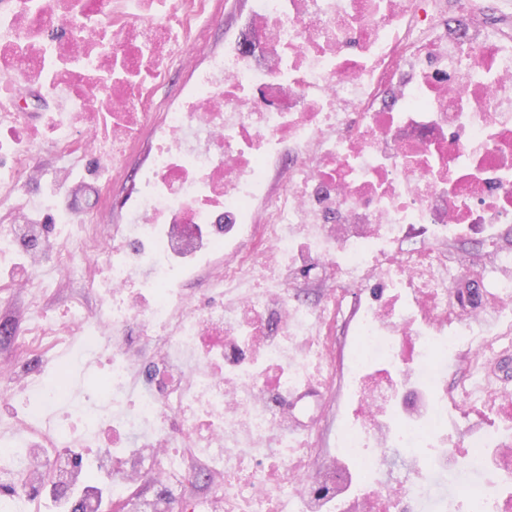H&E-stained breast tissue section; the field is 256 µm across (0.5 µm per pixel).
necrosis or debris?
<instances>
[{
    "label": "necrosis or debris",
    "mask_w": 512,
    "mask_h": 512,
    "mask_svg": "<svg viewBox=\"0 0 512 512\" xmlns=\"http://www.w3.org/2000/svg\"><path fill=\"white\" fill-rule=\"evenodd\" d=\"M503 0H256L244 40L195 62L192 34L211 0H13L0 11V204L51 182L78 193L91 156L123 173L151 147L126 221L91 232L56 210L46 224L15 212L0 226V301L37 295L80 272L101 311L65 319L33 305L20 355L52 351L63 386L0 363V389L23 408L0 430V512H23L46 481L44 447L92 448L123 512H453L441 476L475 482L465 512H499L489 479L512 482V440L494 467L481 450L431 449L448 409L384 427L400 378L432 379L488 312L512 315V250L486 236L485 263L455 267L444 239L512 223V35L490 29ZM189 94L157 111L172 62ZM62 105L48 131L61 163L34 159L20 101L30 88ZM310 274L318 306L293 301ZM380 280L407 291L397 308L364 307L356 324L359 400L343 456L289 434L281 398L336 379L327 338L343 293ZM482 286L464 304L458 288ZM137 343H129V331ZM417 337L405 347L404 337ZM78 377L81 395L72 392ZM210 491L184 497L197 470ZM158 489L143 500L144 481Z\"/></svg>",
    "instance_id": "1"
}]
</instances>
